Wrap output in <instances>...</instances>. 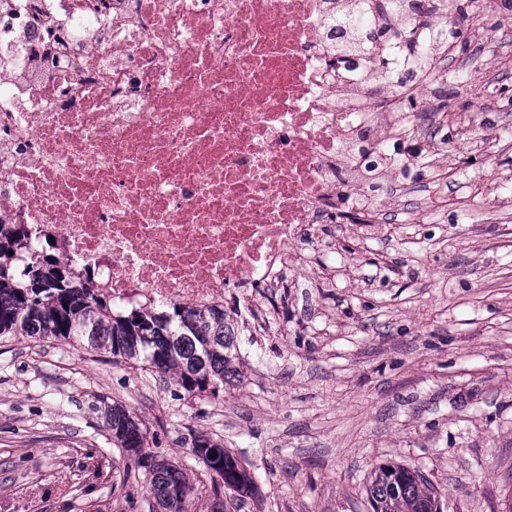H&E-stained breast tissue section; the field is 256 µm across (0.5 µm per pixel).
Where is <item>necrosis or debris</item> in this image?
<instances>
[{"mask_svg": "<svg viewBox=\"0 0 512 512\" xmlns=\"http://www.w3.org/2000/svg\"><path fill=\"white\" fill-rule=\"evenodd\" d=\"M0 0V221L113 301L194 308L299 274L305 251L499 141L431 93L491 0ZM340 15L334 26L327 13ZM455 78L496 95L468 59Z\"/></svg>", "mask_w": 512, "mask_h": 512, "instance_id": "1", "label": "necrosis or debris"}]
</instances>
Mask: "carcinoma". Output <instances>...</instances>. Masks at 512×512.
Returning <instances> with one entry per match:
<instances>
[{
	"instance_id": "1",
	"label": "carcinoma",
	"mask_w": 512,
	"mask_h": 512,
	"mask_svg": "<svg viewBox=\"0 0 512 512\" xmlns=\"http://www.w3.org/2000/svg\"><path fill=\"white\" fill-rule=\"evenodd\" d=\"M29 240L27 225L0 230V338L63 339L85 350H108L130 364L143 363L170 375L185 396H212L239 376L235 365L237 328L224 306L195 309L181 303L132 307L113 312L112 298L97 291L90 274L79 276L43 246L22 265L18 253ZM112 441L135 457L146 492L160 512H195L193 487L185 472L149 450L148 432L127 407H105ZM191 452L221 480L212 512H230L259 493L249 465L224 443L205 434L191 435ZM233 498L221 500V490ZM372 512H442L440 497L415 468L379 465L369 487Z\"/></svg>"
}]
</instances>
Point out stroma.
Instances as JSON below:
<instances>
[{
  "mask_svg": "<svg viewBox=\"0 0 512 512\" xmlns=\"http://www.w3.org/2000/svg\"><path fill=\"white\" fill-rule=\"evenodd\" d=\"M512 0L486 16L481 75L501 142L435 179V224H389L368 243L354 225L324 245L351 260L309 304L273 293L271 326L238 333L243 377L218 396L177 397L174 384L110 352L53 339L0 341V512H148L133 457L112 441L102 408L135 412L152 451L185 469L198 512L212 482L192 434L247 460L259 487L241 512H372L366 492L379 464L420 469L443 512H502L512 496V208L489 224H459L468 196L493 198L485 176L512 171Z\"/></svg>",
  "mask_w": 512,
  "mask_h": 512,
  "instance_id": "1",
  "label": "stroma"
}]
</instances>
